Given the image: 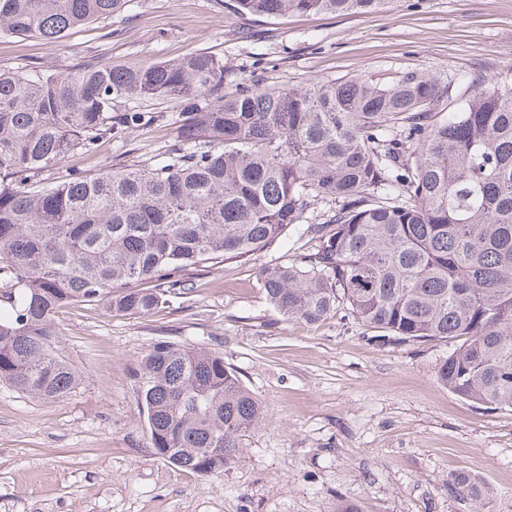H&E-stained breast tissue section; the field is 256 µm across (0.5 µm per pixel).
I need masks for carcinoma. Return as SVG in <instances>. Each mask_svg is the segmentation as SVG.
I'll return each instance as SVG.
<instances>
[{
    "mask_svg": "<svg viewBox=\"0 0 512 512\" xmlns=\"http://www.w3.org/2000/svg\"><path fill=\"white\" fill-rule=\"evenodd\" d=\"M128 2L0 0V34L53 41ZM387 3L235 0L234 10L343 15ZM132 100L184 105L186 147L157 165L41 182L100 139L158 119L129 111ZM329 202L315 251L262 271L268 303L318 322L344 302L399 339L462 337L438 379L462 399L512 409V70L302 89L243 82L226 94L224 59L205 51L0 72V381L68 395L81 376L53 328L60 308L148 315L182 293L189 271L247 257ZM141 380L156 454L203 476L234 464L263 416L218 352L160 342ZM448 492L476 496L463 474Z\"/></svg>",
    "mask_w": 512,
    "mask_h": 512,
    "instance_id": "cac0c4a2",
    "label": "carcinoma"
}]
</instances>
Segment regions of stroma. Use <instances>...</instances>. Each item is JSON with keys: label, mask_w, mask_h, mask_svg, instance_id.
<instances>
[{"label": "stroma", "mask_w": 512, "mask_h": 512, "mask_svg": "<svg viewBox=\"0 0 512 512\" xmlns=\"http://www.w3.org/2000/svg\"><path fill=\"white\" fill-rule=\"evenodd\" d=\"M234 0H130L57 43L0 36V70L69 71L88 61L224 59V89L255 80L404 71L490 78L512 68V0H394L356 15H240ZM102 139L69 165L85 174L157 164L180 147L183 116ZM288 229L248 259L191 272L184 294L146 316L75 304L53 325L83 374L42 400L0 382V512H512V410L450 393L438 370L451 341H384L344 310L317 323L267 302L259 273L311 252ZM162 341L222 353L262 403L236 464L201 476L156 454L138 396L144 355ZM469 476L478 500L448 493Z\"/></svg>", "instance_id": "stroma-1"}]
</instances>
